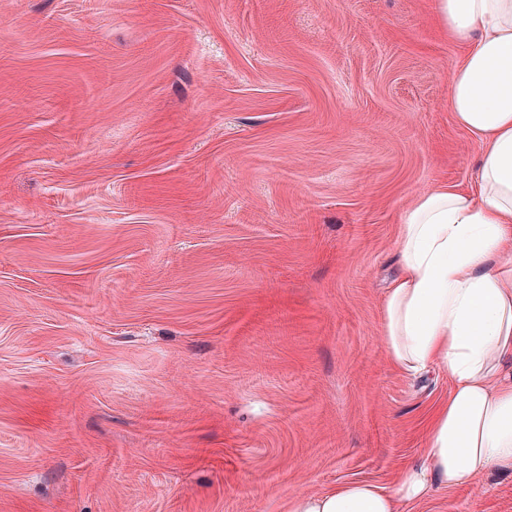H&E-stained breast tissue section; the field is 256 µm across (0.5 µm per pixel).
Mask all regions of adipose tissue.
I'll list each match as a JSON object with an SVG mask.
<instances>
[{"instance_id":"1","label":"adipose tissue","mask_w":512,"mask_h":512,"mask_svg":"<svg viewBox=\"0 0 512 512\" xmlns=\"http://www.w3.org/2000/svg\"><path fill=\"white\" fill-rule=\"evenodd\" d=\"M465 49L448 104L481 139L476 187L421 194L400 225V274L383 304L389 358L452 380L421 464L391 489L355 481L296 499L292 512H400L433 486L472 484L512 464V0H437Z\"/></svg>"}]
</instances>
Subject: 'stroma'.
<instances>
[{
	"label": "stroma",
	"instance_id": "35a3bbf8",
	"mask_svg": "<svg viewBox=\"0 0 512 512\" xmlns=\"http://www.w3.org/2000/svg\"><path fill=\"white\" fill-rule=\"evenodd\" d=\"M436 0H0V512H291L422 462L399 217L471 189ZM405 512H512V468Z\"/></svg>",
	"mask_w": 512,
	"mask_h": 512
}]
</instances>
